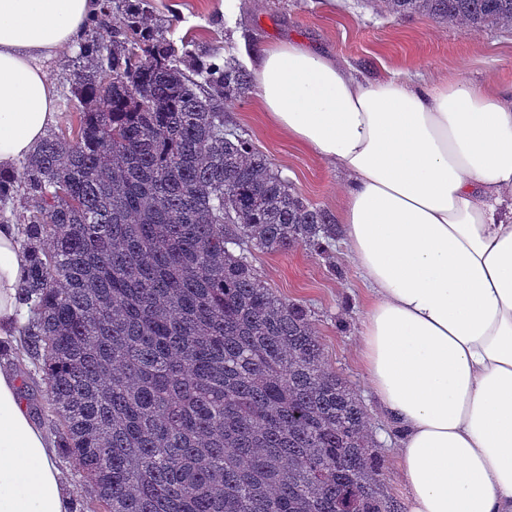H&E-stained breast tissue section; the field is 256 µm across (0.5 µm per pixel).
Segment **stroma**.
<instances>
[{
	"label": "stroma",
	"mask_w": 512,
	"mask_h": 512,
	"mask_svg": "<svg viewBox=\"0 0 512 512\" xmlns=\"http://www.w3.org/2000/svg\"><path fill=\"white\" fill-rule=\"evenodd\" d=\"M221 0H153L170 20L171 39L190 40L197 54L213 51L241 58L274 40L296 38L333 54L366 80L400 72L435 82L451 75L502 93L512 92V31L483 28L461 31L422 15L394 17L371 0H239L229 13ZM74 50L48 64L57 89L55 127L74 118L70 97ZM228 127L246 134L271 160L275 170L310 204L338 215L343 194L341 173L313 154L272 132L259 110L256 93L225 105ZM253 263L268 287L307 306L327 365L353 387L366 407L377 451L385 466L383 491L404 504V488L395 464V430L378 406L360 362L359 326L366 291L342 244L324 255L297 248L286 253H255Z\"/></svg>",
	"instance_id": "1"
}]
</instances>
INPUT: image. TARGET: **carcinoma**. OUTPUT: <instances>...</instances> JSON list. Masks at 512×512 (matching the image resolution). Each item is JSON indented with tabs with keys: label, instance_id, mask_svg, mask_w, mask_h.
<instances>
[{
	"label": "carcinoma",
	"instance_id": "obj_1",
	"mask_svg": "<svg viewBox=\"0 0 512 512\" xmlns=\"http://www.w3.org/2000/svg\"><path fill=\"white\" fill-rule=\"evenodd\" d=\"M377 2L512 30V0ZM73 63L76 124L0 177V220L30 260L16 359L86 512H398L311 311L253 265L327 253L336 224L226 127L251 74L176 45L152 0H102Z\"/></svg>",
	"mask_w": 512,
	"mask_h": 512
}]
</instances>
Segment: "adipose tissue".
<instances>
[{"label":"adipose tissue","instance_id":"obj_1","mask_svg":"<svg viewBox=\"0 0 512 512\" xmlns=\"http://www.w3.org/2000/svg\"><path fill=\"white\" fill-rule=\"evenodd\" d=\"M99 0H0V174L55 119L45 63ZM268 126L341 170L340 234L370 301L360 357L397 432L406 512H512V98L452 76L364 82L294 40L254 64ZM29 259L0 224V344ZM15 364H0V512H75Z\"/></svg>","mask_w":512,"mask_h":512}]
</instances>
